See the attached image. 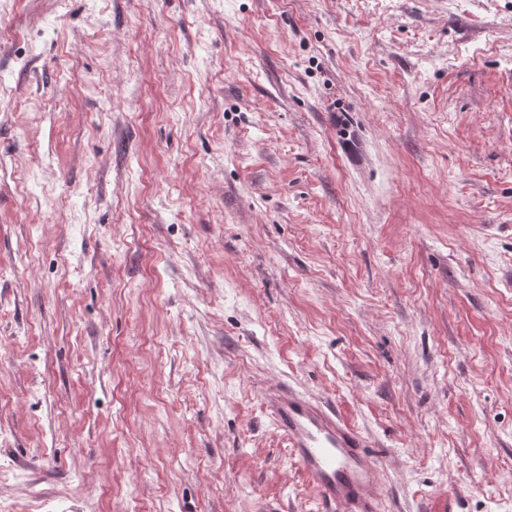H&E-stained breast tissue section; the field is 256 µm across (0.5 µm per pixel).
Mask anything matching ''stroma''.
<instances>
[{
  "label": "stroma",
  "mask_w": 512,
  "mask_h": 512,
  "mask_svg": "<svg viewBox=\"0 0 512 512\" xmlns=\"http://www.w3.org/2000/svg\"><path fill=\"white\" fill-rule=\"evenodd\" d=\"M512 0H0V512H512ZM262 400L324 512H380L381 467L360 429L290 384L267 389Z\"/></svg>",
  "instance_id": "obj_1"
}]
</instances>
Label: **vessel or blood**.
<instances>
[{"mask_svg": "<svg viewBox=\"0 0 512 512\" xmlns=\"http://www.w3.org/2000/svg\"><path fill=\"white\" fill-rule=\"evenodd\" d=\"M262 400L323 512H379L381 467L360 429L332 405L289 384L267 389Z\"/></svg>", "mask_w": 512, "mask_h": 512, "instance_id": "vessel-or-blood-1", "label": "vessel or blood"}]
</instances>
